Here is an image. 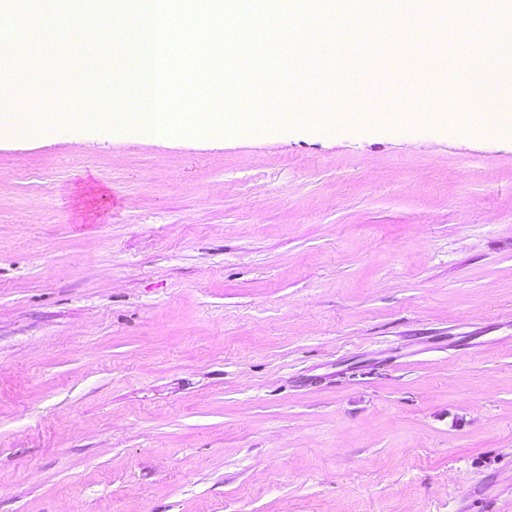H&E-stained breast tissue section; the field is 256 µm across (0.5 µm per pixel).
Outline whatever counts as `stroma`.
<instances>
[{
    "label": "stroma",
    "mask_w": 512,
    "mask_h": 512,
    "mask_svg": "<svg viewBox=\"0 0 512 512\" xmlns=\"http://www.w3.org/2000/svg\"><path fill=\"white\" fill-rule=\"evenodd\" d=\"M325 113L0 137V512H512V137Z\"/></svg>",
    "instance_id": "stroma-1"
}]
</instances>
